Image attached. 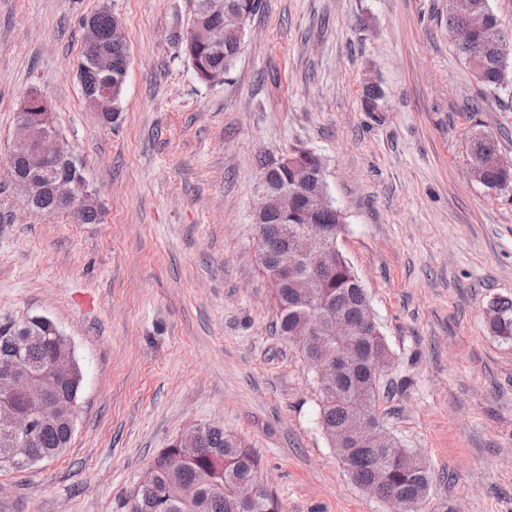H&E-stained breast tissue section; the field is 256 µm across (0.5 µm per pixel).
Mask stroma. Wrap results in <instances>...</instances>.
<instances>
[{
  "mask_svg": "<svg viewBox=\"0 0 512 512\" xmlns=\"http://www.w3.org/2000/svg\"><path fill=\"white\" fill-rule=\"evenodd\" d=\"M124 24L121 111L77 77L82 21ZM194 0H0V161L45 98L100 221L26 208L0 178V320L50 319L82 372L70 445L0 466V512H131L174 438L217 424L261 456L281 512H386L316 423L314 376L273 332L252 223L257 157L320 155L340 247L392 355L380 419L432 481L420 512H512V190L466 175L469 140L512 158V91L476 84L448 0H264L228 78L176 54ZM383 91L366 111L364 88ZM490 302L493 303L489 308L490 317L495 316L493 333L505 341L512 340V298L496 297Z\"/></svg>",
  "mask_w": 512,
  "mask_h": 512,
  "instance_id": "35a3bbf8",
  "label": "stroma"
}]
</instances>
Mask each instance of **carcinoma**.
I'll list each match as a JSON object with an SVG mask.
<instances>
[{"mask_svg":"<svg viewBox=\"0 0 512 512\" xmlns=\"http://www.w3.org/2000/svg\"><path fill=\"white\" fill-rule=\"evenodd\" d=\"M209 0H195L193 21L219 27L224 33L220 46L203 44L188 36H175L177 52L188 58L199 81L208 82V72L229 74L237 60L242 44L236 37L234 24L224 11L209 9ZM490 9L488 0H474L471 16L465 17L453 11L448 14V28L459 54L469 65L475 81L484 88L499 89L512 82V41L501 32L499 21L483 28L474 26L472 18ZM98 38L93 44H84L83 59L79 66V80L83 95L99 93L105 85L104 75L97 69L94 58L106 55L112 62L111 86L113 98H104L99 108L101 121L112 123L120 112L124 90L123 78L130 65L123 24L117 16L102 10L90 16ZM470 158L477 159L481 184L488 189L499 187L504 182L512 184V170L506 172L494 162L498 155L496 140L487 134L472 136L469 146ZM259 164L270 170V175L281 183L293 184L302 177L297 169L279 170L274 159L264 154ZM64 187L73 199H78L85 190V181L76 162L71 160L45 180L43 188L30 195L31 208L56 212L69 210V204L60 196L58 187ZM300 224H322L339 236L344 228V214L337 208L321 212H310L303 206L286 214H270L264 223L257 225L256 236L267 245V259L259 263L262 275L275 272L279 266V249L285 228ZM293 269L288 271V287L277 288L273 301L277 309L275 332L283 339L295 344L303 360L315 355L336 354V340L325 334L327 309L334 306L348 313L355 325L353 343L359 349L355 373L360 384L370 382V372L364 363L365 356L374 352L389 356V350L379 324L365 320L368 303L365 289L345 254L310 256L301 260H288ZM306 275L317 279L316 300L311 307L299 301L297 285ZM493 317V333L499 338L512 340V298L496 297L489 308ZM307 322L319 326V336L314 339H296L295 333ZM13 321L0 322V375L17 365L33 373H45L53 360L66 353V346L57 343L52 336H34L23 349H18L10 328ZM50 397L63 400L72 389L81 387L82 376L71 380L49 376ZM356 386L340 384L333 392L318 391L317 423L327 437L336 436V431L357 415L349 408L356 395ZM66 416H49L34 448L38 460L56 456L70 443ZM352 480L360 487L369 484L376 475L383 474L380 493L389 497L395 493L405 496H425L430 484L426 464L417 455L405 448H391L382 452L377 448L337 449ZM259 455L251 448H244L238 440L224 429L207 424L199 427L198 448L184 453L178 448H164L156 456L153 469L156 475L154 490L137 493L132 512H279L277 500L265 490H260L249 505L243 504L238 495V484L258 478Z\"/></svg>","mask_w":512,"mask_h":512,"instance_id":"cac0c4a2","label":"carcinoma"}]
</instances>
